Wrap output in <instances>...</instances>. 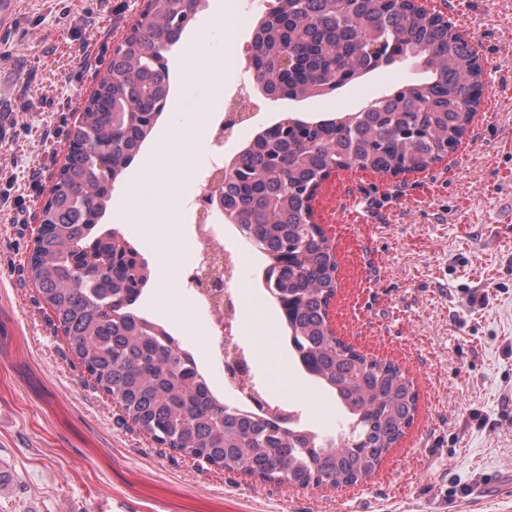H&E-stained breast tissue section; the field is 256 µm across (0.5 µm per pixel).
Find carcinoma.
I'll return each instance as SVG.
<instances>
[{
  "mask_svg": "<svg viewBox=\"0 0 512 512\" xmlns=\"http://www.w3.org/2000/svg\"><path fill=\"white\" fill-rule=\"evenodd\" d=\"M208 0H144L78 124L29 258L32 279L72 356L97 389L159 445L215 467L300 486L363 481L413 423L418 392L391 361L336 336L329 308L335 261L314 195L332 172L423 171L459 143L482 71L452 25L392 0H283L256 26L250 61L272 101L332 93L400 60L424 77L357 111L285 118L227 164L224 212L240 244L265 262L266 298L289 359L328 392L344 422L335 435L224 404L210 375L163 321L140 310L152 270L102 224L115 183L142 153L171 91L168 53Z\"/></svg>",
  "mask_w": 512,
  "mask_h": 512,
  "instance_id": "cac0c4a2",
  "label": "carcinoma"
}]
</instances>
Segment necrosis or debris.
I'll use <instances>...</instances> for the list:
<instances>
[{"label": "necrosis or debris", "instance_id": "obj_1", "mask_svg": "<svg viewBox=\"0 0 512 512\" xmlns=\"http://www.w3.org/2000/svg\"><path fill=\"white\" fill-rule=\"evenodd\" d=\"M255 103L249 85L235 81L224 89V114L210 120L206 134L209 164L206 184L218 183L224 176V147L249 126ZM190 224L187 237L196 246L194 257L182 268V282L195 311L207 319L209 342L205 358L212 366H223L227 351H234L237 368L224 375V401L231 406H246L267 414L278 413L283 404L269 388L259 387L251 370V356L239 344L241 323L238 310L243 296L238 274L251 252L243 245H223L219 238L224 227L207 194H200L188 206Z\"/></svg>", "mask_w": 512, "mask_h": 512}]
</instances>
